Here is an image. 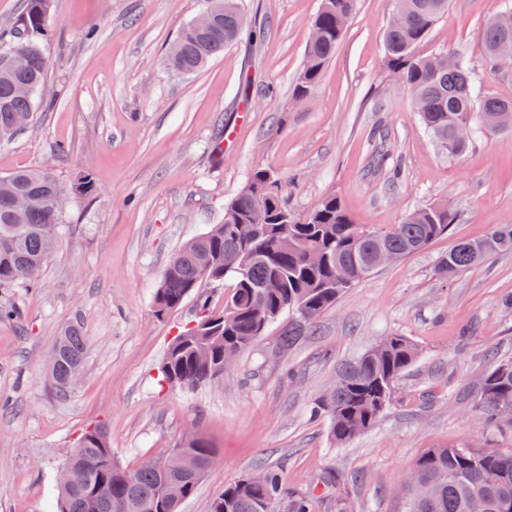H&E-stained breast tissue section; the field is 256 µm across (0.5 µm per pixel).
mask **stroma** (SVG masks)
I'll return each instance as SVG.
<instances>
[{
  "instance_id": "35a3bbf8",
  "label": "stroma",
  "mask_w": 512,
  "mask_h": 512,
  "mask_svg": "<svg viewBox=\"0 0 512 512\" xmlns=\"http://www.w3.org/2000/svg\"><path fill=\"white\" fill-rule=\"evenodd\" d=\"M512 0H449L419 51L465 52L482 91L512 96V68L490 67L480 31ZM321 0H241L254 39L225 47L193 74L168 52L210 0H55L43 44L47 78L36 120L0 141V176L43 167L61 181L90 173L96 191L73 198L38 288H0V512H51L57 474L79 435L103 425L135 467L193 433L217 466L182 512H208L224 484L264 462L316 512H401L394 488L427 449L512 447L475 408L490 365L512 360V254L450 280L436 266L457 241L512 225V132H485L448 158L384 64L395 0H357L319 85L292 95ZM234 139L222 154L216 141ZM272 168L297 216L333 194L369 228L436 203L447 235L357 282L288 351L282 324L242 351L233 373L194 388L160 382L168 344L201 302L202 287L165 319L153 296L175 253L224 218L249 172ZM79 324L88 351L78 384L59 396L45 364L60 331ZM387 336L420 355L397 382L376 426L336 446L315 400L338 367Z\"/></svg>"
}]
</instances>
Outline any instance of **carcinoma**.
Listing matches in <instances>:
<instances>
[{"label": "carcinoma", "mask_w": 512, "mask_h": 512, "mask_svg": "<svg viewBox=\"0 0 512 512\" xmlns=\"http://www.w3.org/2000/svg\"><path fill=\"white\" fill-rule=\"evenodd\" d=\"M18 23L0 27V57L20 54L27 68L15 73L0 67V140L26 129L35 116V94L44 83L48 63L42 42L56 18L54 0H24ZM357 0H322L312 24L305 64L292 94L308 98L319 85L325 68L343 39ZM215 23L206 30L185 28L172 45L169 63L183 74L198 71L224 53V46L253 25L238 0H212ZM448 12V0H395V15L384 32V59L389 71L409 89L421 122L448 158L462 156L465 142L453 146L451 132L468 124L471 132L512 131V100L477 90L478 75L460 53L422 55L418 48ZM499 16L490 18L480 32L484 54L495 65L502 38ZM94 183L87 173L63 184L43 169H21L0 177V288L38 286L39 277L17 276L19 267L46 266L57 247V224L62 211L50 197L60 193L90 196ZM454 216L446 205L409 213L394 226L370 229L352 221L333 194L323 197L304 217L285 205L278 179L266 168L247 177L236 196L224 205V221L188 241L168 263L153 296L154 315L166 318L202 283L232 285L224 306L215 311L202 306L193 320L168 346L160 372L162 381L193 388L224 375V355L239 354L268 327L288 313L295 318L279 336L288 348L339 296L373 271L381 250L405 257L428 247L448 233ZM253 224L249 239L237 225ZM512 253V227L493 228L478 240L455 244L438 262V274L456 277L498 254ZM310 308L302 318L300 308ZM57 355L48 367L54 389L66 395L74 368H83L87 342L79 324L61 331L53 346ZM417 358V348L403 336H388L358 359L342 365L336 389L314 403L311 415H325L330 435L341 445L371 429L389 405L396 382ZM512 407V361H501L480 384L476 408L487 424L499 426L500 411ZM168 459L145 460L134 468L123 466L100 425L87 428L71 449L66 467L71 485L58 489L56 512H179L192 498L208 472L213 449L200 437H191ZM418 480L439 487L430 499L410 490L403 512H471L478 501L483 512H501L503 500L512 501V448L457 446L429 448L413 464ZM254 471L263 481L244 476L225 485L210 500L209 512H313V498L292 495L280 469L262 462Z\"/></svg>", "instance_id": "cac0c4a2"}]
</instances>
